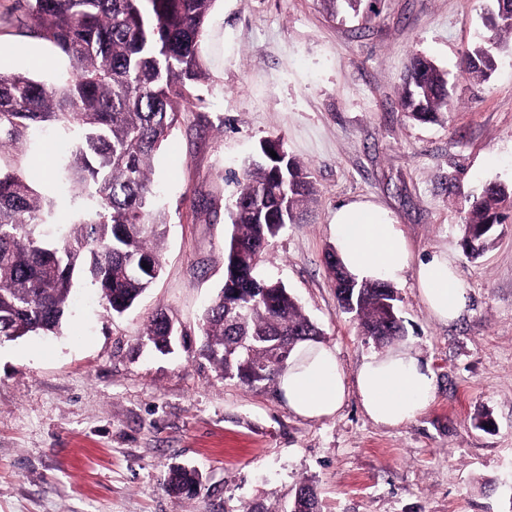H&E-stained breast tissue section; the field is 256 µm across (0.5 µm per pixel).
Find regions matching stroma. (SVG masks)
<instances>
[{
    "mask_svg": "<svg viewBox=\"0 0 512 512\" xmlns=\"http://www.w3.org/2000/svg\"><path fill=\"white\" fill-rule=\"evenodd\" d=\"M492 3L382 0L365 23L330 19L318 0H217L210 78L154 160L169 222L160 278L117 317L77 277L62 334L0 342V512H286L306 481L321 512H512V224L476 259L460 232L470 197L512 185V52L486 80L462 72ZM22 14V0H0V76L58 81L66 58L26 34ZM416 52L454 84V108L435 122L399 105ZM265 139L310 170L316 196L307 221L270 240L261 270L300 300L347 377L379 347L340 310L325 265L338 205L389 209L413 251L448 253L468 288L445 324L414 278L396 285L403 342L434 374L410 423L375 424L353 394L334 416L304 419L276 385L222 379L200 357L232 231L227 176ZM158 310L180 331L165 355L139 345ZM485 411L486 431L474 425ZM174 463L202 473L196 496L163 489Z\"/></svg>",
    "mask_w": 512,
    "mask_h": 512,
    "instance_id": "1",
    "label": "stroma"
}]
</instances>
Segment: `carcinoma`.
<instances>
[{"mask_svg": "<svg viewBox=\"0 0 512 512\" xmlns=\"http://www.w3.org/2000/svg\"><path fill=\"white\" fill-rule=\"evenodd\" d=\"M216 0H26L24 27L51 43L69 63V76L49 85L26 74L0 79V155L52 126L72 147L60 157L53 185L72 191L73 217L55 222V192L37 184L23 164L0 166V326L14 338L57 332L69 310L74 278L97 286L107 310L121 315L152 287L162 270L167 217L157 203L152 164L179 121L183 102L208 79L203 35ZM332 18L365 21L379 15L364 0H319ZM483 32L463 59L464 71L487 79L501 52L512 48V0H494ZM448 72L415 54L403 78L401 109L415 121L448 112ZM278 158H273L270 151ZM261 160L237 180L225 244L224 286L202 321L199 354L224 379L257 388L277 382L274 355L290 363L323 331L281 283L258 273L260 255L289 224L309 214L315 185L307 167L278 140L260 143ZM512 186L490 182L469 205L462 247L471 257L492 245L512 219ZM146 265L138 273L129 262ZM341 310L379 345L405 336L397 292L384 280L358 281L325 253ZM173 320L159 311L142 338L170 352ZM202 476L168 468L163 486L193 495ZM289 512H320L313 484L297 489Z\"/></svg>", "mask_w": 512, "mask_h": 512, "instance_id": "obj_1", "label": "carcinoma"}]
</instances>
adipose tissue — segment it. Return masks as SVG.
Listing matches in <instances>:
<instances>
[{"instance_id": "ef3b65f1", "label": "adipose tissue", "mask_w": 512, "mask_h": 512, "mask_svg": "<svg viewBox=\"0 0 512 512\" xmlns=\"http://www.w3.org/2000/svg\"><path fill=\"white\" fill-rule=\"evenodd\" d=\"M332 225L337 255L352 277L400 282L413 275L422 303L444 323L456 320L466 308L468 292L447 255L413 254L400 224L376 203L355 200L341 204ZM277 386L297 416H333L352 390L372 421L397 427L411 422L427 406L434 377L413 348L402 345L383 355L365 357L350 384L335 350L318 344L298 350Z\"/></svg>"}]
</instances>
